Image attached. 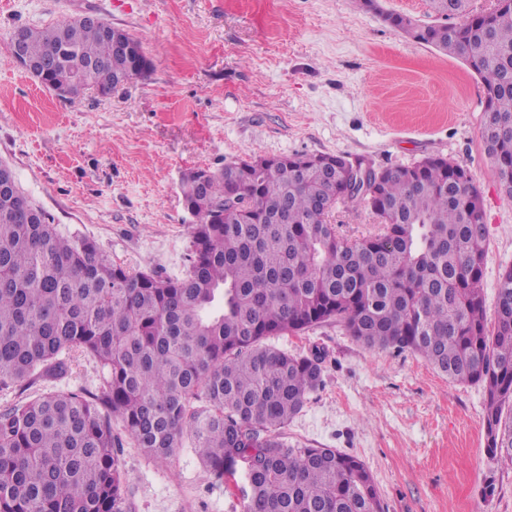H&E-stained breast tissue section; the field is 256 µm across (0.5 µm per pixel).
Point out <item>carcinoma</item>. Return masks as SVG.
<instances>
[{
	"label": "carcinoma",
	"mask_w": 512,
	"mask_h": 512,
	"mask_svg": "<svg viewBox=\"0 0 512 512\" xmlns=\"http://www.w3.org/2000/svg\"><path fill=\"white\" fill-rule=\"evenodd\" d=\"M429 2L462 22L385 20L484 80L485 151L497 176H512V0L490 14ZM26 33L29 60L50 62L57 81L80 76L74 97L133 76L98 23ZM350 186V169L298 154L193 169L182 179L199 217L188 264L163 277L65 239L0 172V388L56 380L74 353L101 370L96 392L47 388L0 412V512H131L123 439L166 458L186 436L215 477L240 479L242 512H384L362 461L281 433L322 384V357L265 340L330 320L368 349L408 351L450 383L482 386L488 458L512 462V267L491 332L487 227L469 170L443 157L371 169L363 202L384 233L354 241L329 221L354 200Z\"/></svg>",
	"instance_id": "carcinoma-1"
}]
</instances>
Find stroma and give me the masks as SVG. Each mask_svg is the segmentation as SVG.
<instances>
[{
  "label": "stroma",
  "instance_id": "stroma-1",
  "mask_svg": "<svg viewBox=\"0 0 512 512\" xmlns=\"http://www.w3.org/2000/svg\"><path fill=\"white\" fill-rule=\"evenodd\" d=\"M437 23L429 0H0V164L70 239L112 263L181 274L187 170L252 156L335 154L374 168L443 156L467 168L488 232L487 316L512 266V198L482 139L485 82L389 25ZM93 14L125 29L149 71L109 96L60 97L15 63L16 27ZM331 221L360 239L381 226L363 204ZM269 345L323 356V384L286 440L360 459L385 512H512V463L485 453L483 389L453 384L418 355L363 347L336 322ZM134 512H240L190 443L155 459L125 445Z\"/></svg>",
  "mask_w": 512,
  "mask_h": 512
}]
</instances>
